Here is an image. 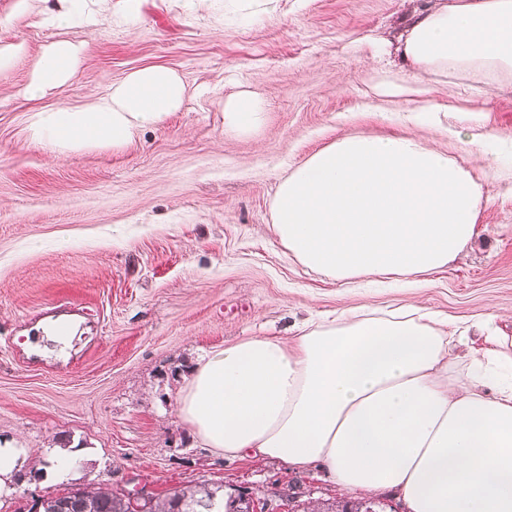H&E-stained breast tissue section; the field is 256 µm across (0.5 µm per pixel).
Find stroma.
I'll return each instance as SVG.
<instances>
[{"label": "stroma", "instance_id": "obj_1", "mask_svg": "<svg viewBox=\"0 0 512 512\" xmlns=\"http://www.w3.org/2000/svg\"><path fill=\"white\" fill-rule=\"evenodd\" d=\"M16 3L0 0V45H27L0 70V444L23 463L0 512L98 478L124 489L136 477L159 496L208 480L229 494L337 499L320 470L199 447L176 416L199 356L364 303H411L460 324L492 316L512 336V176L494 164L512 150V86L450 89L403 62L398 36L431 0H276L261 15L242 0H93L101 25L67 29L43 22L56 0L23 13ZM60 39L87 45L75 78L27 99L32 65ZM151 65L183 77L185 101L124 148L60 153L32 139L30 109L84 102ZM384 71L408 93L380 95ZM242 86L266 116L238 135L224 129V101ZM425 103L448 115L421 135L483 184L472 251L409 285L370 277L357 288L289 259L271 228L282 172L350 131L406 132ZM464 127L494 140L472 147L454 136ZM55 321L73 323L68 345L46 337ZM64 445L75 450L67 475L31 479Z\"/></svg>", "mask_w": 512, "mask_h": 512}]
</instances>
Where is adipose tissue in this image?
<instances>
[{
    "label": "adipose tissue",
    "mask_w": 512,
    "mask_h": 512,
    "mask_svg": "<svg viewBox=\"0 0 512 512\" xmlns=\"http://www.w3.org/2000/svg\"><path fill=\"white\" fill-rule=\"evenodd\" d=\"M84 51L49 45L27 95L69 82ZM400 51L451 84L512 83V0H434L410 16ZM185 96L175 70L147 66L82 104L34 110L30 128L62 151L117 148ZM262 121L253 95L224 104L227 130ZM482 198L481 182L423 136L351 133L284 172L272 220L289 258L348 286L455 264L479 234ZM473 326L484 344L461 373L454 331L413 304H363L286 338L247 336L200 358L178 417L215 455L317 468L347 492L391 489L408 512H512V337L490 318Z\"/></svg>",
    "instance_id": "adipose-tissue-1"
}]
</instances>
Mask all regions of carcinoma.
I'll list each match as a JSON object with an SVG mask.
<instances>
[{
  "label": "carcinoma",
  "instance_id": "carcinoma-1",
  "mask_svg": "<svg viewBox=\"0 0 512 512\" xmlns=\"http://www.w3.org/2000/svg\"><path fill=\"white\" fill-rule=\"evenodd\" d=\"M244 496L239 492L226 501L224 485L204 481L139 502L107 483L90 482L62 496H42L37 502L39 510L31 508L29 512H248L250 502ZM281 505L287 506L288 512H384L382 503L370 499L324 502L313 507L296 493L286 496Z\"/></svg>",
  "mask_w": 512,
  "mask_h": 512
}]
</instances>
